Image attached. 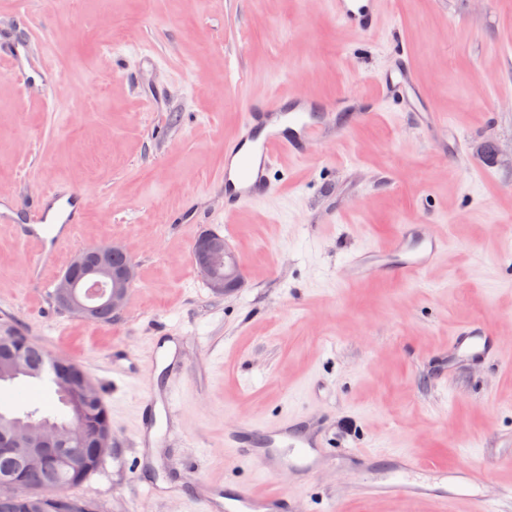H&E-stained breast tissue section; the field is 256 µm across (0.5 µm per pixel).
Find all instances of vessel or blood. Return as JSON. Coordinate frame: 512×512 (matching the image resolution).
<instances>
[{
    "instance_id": "b4317fda",
    "label": "vessel or blood",
    "mask_w": 512,
    "mask_h": 512,
    "mask_svg": "<svg viewBox=\"0 0 512 512\" xmlns=\"http://www.w3.org/2000/svg\"><path fill=\"white\" fill-rule=\"evenodd\" d=\"M332 7L352 31L375 30L376 11L370 0H333ZM18 57V46L0 41V66L18 83H29L31 77L19 66ZM317 104V99L296 92L278 96L260 109L244 104L238 134L224 142L225 213L266 199L274 191L270 172L280 158L308 160L312 148L330 136V129L312 117ZM87 205L80 191L57 186L40 196L25 223H18L13 208L0 209V223L14 225L36 257L31 266L33 278H42L44 269L55 263L57 244L71 238L75 225L83 221ZM448 246L446 237L426 235L419 224H405L390 243L351 255L347 265L355 278L384 270L402 278L418 276L447 252ZM496 351L495 336L475 322L463 325L448 340L447 353L457 358L478 360ZM308 420V415L291 414L265 427L245 422L225 431L224 447L236 457L259 461L266 472L286 468L299 473L311 463L313 446L299 430ZM428 472L427 466L406 454L400 458L399 478L366 481L356 493L362 497L430 496L443 502L466 499L475 512H483L482 473L460 467L455 472L457 484L446 490L434 487ZM196 500L199 512H295L291 497L259 496L244 486L227 489L203 483Z\"/></svg>"
}]
</instances>
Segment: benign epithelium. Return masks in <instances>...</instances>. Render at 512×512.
<instances>
[{
  "label": "benign epithelium",
  "mask_w": 512,
  "mask_h": 512,
  "mask_svg": "<svg viewBox=\"0 0 512 512\" xmlns=\"http://www.w3.org/2000/svg\"><path fill=\"white\" fill-rule=\"evenodd\" d=\"M116 252L125 255L119 267L109 263V256ZM192 260L207 286L216 294L224 295L242 283L240 261L224 237L218 234L201 235L193 244ZM135 269L132 257L120 246L87 247L70 260L69 269L56 280L55 298L63 308L84 319L90 318L99 304L112 308L116 313L127 304ZM74 377L80 378L85 392L94 388L74 364L65 367V371L59 374L58 382L66 385ZM51 442V437H36L29 428L19 426L0 436V454L35 463L63 451L71 460L78 461L79 449L51 448Z\"/></svg>",
  "instance_id": "1"
}]
</instances>
